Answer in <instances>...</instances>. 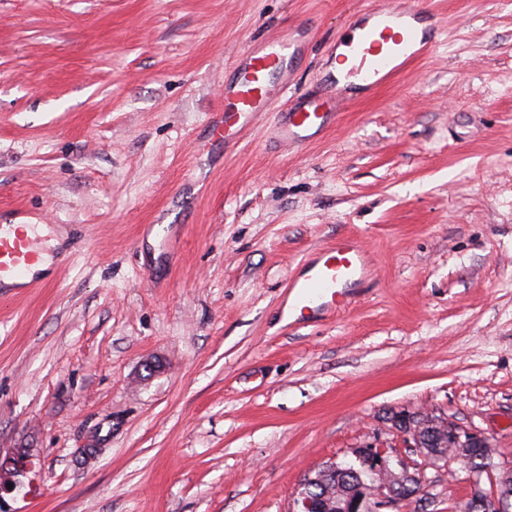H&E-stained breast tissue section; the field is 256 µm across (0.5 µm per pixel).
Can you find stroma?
Returning a JSON list of instances; mask_svg holds the SVG:
<instances>
[{
	"label": "stroma",
	"instance_id": "35a3bbf8",
	"mask_svg": "<svg viewBox=\"0 0 512 512\" xmlns=\"http://www.w3.org/2000/svg\"><path fill=\"white\" fill-rule=\"evenodd\" d=\"M417 1L439 42L394 83L308 145L264 112L223 150L236 59L308 30L315 91L369 0H0V224L54 259L0 290V453L36 472L7 512H289L325 461L401 448L399 412L512 462V0ZM342 236L371 260L355 302L284 321ZM427 475L456 512L465 473Z\"/></svg>",
	"mask_w": 512,
	"mask_h": 512
}]
</instances>
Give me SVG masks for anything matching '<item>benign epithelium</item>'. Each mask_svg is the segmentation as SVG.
<instances>
[{
    "instance_id": "7a95c632",
    "label": "benign epithelium",
    "mask_w": 512,
    "mask_h": 512,
    "mask_svg": "<svg viewBox=\"0 0 512 512\" xmlns=\"http://www.w3.org/2000/svg\"><path fill=\"white\" fill-rule=\"evenodd\" d=\"M395 425L403 437L405 447L422 458L417 462L396 448L368 445L353 452V459L330 461L340 473L366 469L380 475L381 481L373 486H359L348 496L336 499L332 505L327 498L331 491L321 496L311 492L316 478L309 474L300 482L293 499L291 512H405L413 499L430 483L427 469L435 468L450 472L463 471L472 487L470 496L461 505L463 512H512V467L497 465L485 472L474 468L472 447L487 445L486 437L479 431L458 428L453 430L455 446L444 452L422 447V427L412 428L409 416H396ZM12 469L13 476L0 483V494L17 487L18 476L32 470L29 456L17 453L0 460V469ZM490 479V488L481 487L483 478Z\"/></svg>"
}]
</instances>
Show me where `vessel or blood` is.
Listing matches in <instances>:
<instances>
[{
  "mask_svg": "<svg viewBox=\"0 0 512 512\" xmlns=\"http://www.w3.org/2000/svg\"><path fill=\"white\" fill-rule=\"evenodd\" d=\"M435 26L436 18L427 9L403 8L394 0H376L358 10L342 36L344 51L336 58L335 83L312 95L289 89L295 43L276 38L251 47L235 62V78L224 87L222 111L209 115L210 137L237 143L239 133L284 94L289 106L280 115L277 133L286 146H302L331 127L353 105L355 93L368 94L390 84L408 64L432 51ZM38 259L31 237L0 224V283L27 279ZM369 266L367 252L354 238L337 239L290 283L293 308L310 316L343 307Z\"/></svg>",
  "mask_w": 512,
  "mask_h": 512,
  "instance_id": "b4317fda",
  "label": "vessel or blood"
}]
</instances>
